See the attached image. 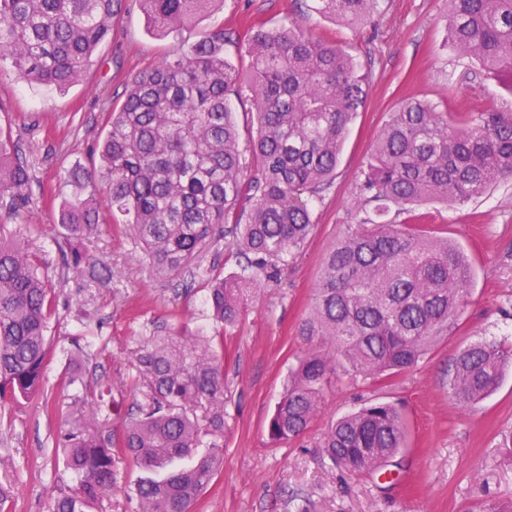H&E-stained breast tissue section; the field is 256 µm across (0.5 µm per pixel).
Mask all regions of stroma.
<instances>
[{"mask_svg": "<svg viewBox=\"0 0 512 512\" xmlns=\"http://www.w3.org/2000/svg\"><path fill=\"white\" fill-rule=\"evenodd\" d=\"M379 9L367 23L349 26L312 9L311 0H224L204 20L159 37L134 7L115 20L85 78L68 90L19 84L10 66L0 67V125L10 127L32 164L33 203L23 225L34 252L58 232L62 206L72 197L66 168L77 159L98 164L93 151L106 134V115L122 105L129 79L203 34L223 28L224 52L235 61L253 26L287 16L343 46L371 75L367 105L351 125L336 178L311 202V235L278 282L258 290L238 324L224 333V468L191 512H296L300 506L307 512H467L487 499L512 500V452L502 446L512 435V372L471 409L459 408L448 394L460 349L484 337L512 340V179L466 204L429 207L438 236L456 242L472 263L474 284L458 328L406 374L381 381L337 373L302 436L280 444L268 436L289 369L310 348L300 330L322 260L348 225L371 215L355 200L390 112L413 97L471 117L512 112V81L446 42L445 0H381ZM23 225L0 207V238L13 237ZM83 246L105 262L109 275L79 276L58 252L44 256L57 301L48 328L51 359L36 397L0 408V486L11 492L0 512H49L60 486L71 481L55 446L62 421L47 418L44 406L63 414L76 410V390L64 387L63 376L78 331L86 333L81 385L91 394L111 389L120 402V414L102 428L113 434L121 430L122 411L136 400L135 336L173 312L192 328L209 323L205 285L187 284L182 274H157L132 225H99ZM370 401L397 404L405 415L407 448L394 485L375 473L334 467L322 449L331 423ZM114 468L118 483L92 512H134L128 491L141 470L122 455L115 456Z\"/></svg>", "mask_w": 512, "mask_h": 512, "instance_id": "obj_1", "label": "stroma"}]
</instances>
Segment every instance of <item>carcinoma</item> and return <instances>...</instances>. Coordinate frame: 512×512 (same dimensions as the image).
<instances>
[{
    "mask_svg": "<svg viewBox=\"0 0 512 512\" xmlns=\"http://www.w3.org/2000/svg\"><path fill=\"white\" fill-rule=\"evenodd\" d=\"M162 36L206 17L223 0H136ZM381 0H314L315 10L365 23ZM126 0H0V62L14 78L64 91L90 68ZM448 42L512 82V0H448ZM224 55L217 31L138 72L124 101L107 113L99 176L80 162L65 179L75 189L51 237L65 266L95 276L106 265L81 250L100 221L106 196L112 223L131 224L159 271L179 274L221 224L244 259L222 277L192 271L209 284L213 334L165 320L137 337L132 382L140 396L122 436H103L75 418L56 442L76 484L60 490L50 512H89L116 483L114 456L146 472L134 485L135 512H190L224 463V326L239 320L257 288L295 259L313 214L304 196L333 182L349 124L365 108L370 75L334 42L293 20L258 26L240 59ZM250 104L256 135L240 141L231 100ZM512 176V113L476 119L403 102L377 135L363 179V203L376 216L392 208L407 224H351L323 261L301 333L317 346L291 368L268 423L272 441L302 435L337 369L364 380L412 370L448 335L472 291L473 270L417 209L464 203ZM30 168L11 129L0 126V199L19 216L29 205ZM55 312L49 268L18 237L0 241V399L28 400L42 386ZM512 368V346L480 340L461 349L449 379L453 399L472 407ZM204 409L198 418L191 408ZM214 441L198 453L201 426ZM323 447L353 472L385 466L406 447L399 406L368 402L336 420Z\"/></svg>",
    "mask_w": 512,
    "mask_h": 512,
    "instance_id": "obj_1",
    "label": "carcinoma"
}]
</instances>
